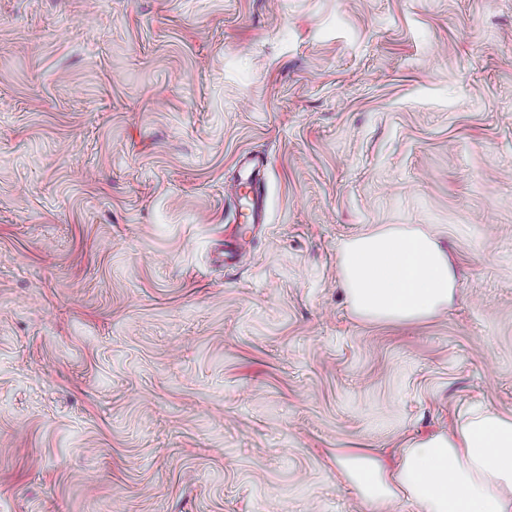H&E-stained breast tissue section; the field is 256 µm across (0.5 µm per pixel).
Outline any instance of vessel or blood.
<instances>
[{
  "label": "vessel or blood",
  "mask_w": 512,
  "mask_h": 512,
  "mask_svg": "<svg viewBox=\"0 0 512 512\" xmlns=\"http://www.w3.org/2000/svg\"><path fill=\"white\" fill-rule=\"evenodd\" d=\"M243 175L226 191V197L230 203L236 204L241 198H249L251 201L247 211L237 210L236 221L240 222V229L234 230L230 239L214 256L213 262L218 266L242 265L246 256V234L244 225L260 226L266 220L264 203V172L267 163L264 159L244 155L240 160Z\"/></svg>",
  "instance_id": "vessel-or-blood-1"
}]
</instances>
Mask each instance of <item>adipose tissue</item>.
Segmentation results:
<instances>
[{"label": "adipose tissue", "instance_id": "ef3b65f1", "mask_svg": "<svg viewBox=\"0 0 512 512\" xmlns=\"http://www.w3.org/2000/svg\"><path fill=\"white\" fill-rule=\"evenodd\" d=\"M341 268L352 309L372 320L428 318L455 295L447 252L421 233L363 235L344 248ZM345 466L375 503L401 491L419 512H512V415L469 411L450 434L405 448L391 472L372 457H353Z\"/></svg>", "mask_w": 512, "mask_h": 512}]
</instances>
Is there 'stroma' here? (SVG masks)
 <instances>
[{
    "label": "stroma",
    "mask_w": 512,
    "mask_h": 512,
    "mask_svg": "<svg viewBox=\"0 0 512 512\" xmlns=\"http://www.w3.org/2000/svg\"><path fill=\"white\" fill-rule=\"evenodd\" d=\"M391 227L429 318L348 303ZM466 403L512 415V0H0V512H418L341 463ZM241 169L243 177L238 179L225 195L235 209L234 220L239 223L252 224L248 231L234 229L230 239L227 240L220 251L214 256L213 262L217 266H241L246 256V235L264 224L266 220L265 203H264V172L267 168V161L253 156L243 155L241 160ZM244 189V192H243ZM243 197H248L251 201L247 208V213L242 209H238L236 203L240 204ZM341 268L352 309L372 320L428 318L455 295L447 252L421 233L391 229L363 235L344 248Z\"/></svg>",
    "instance_id": "stroma-1"
}]
</instances>
